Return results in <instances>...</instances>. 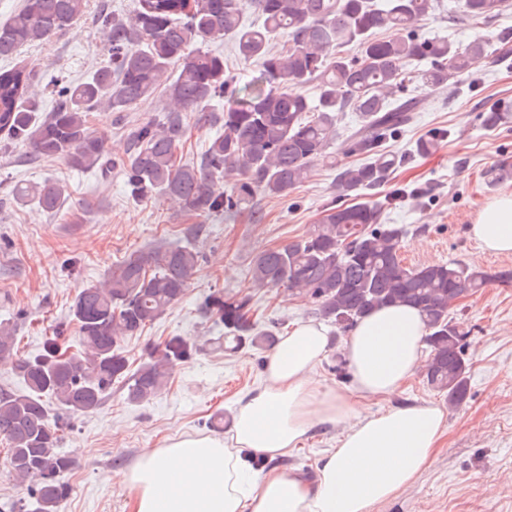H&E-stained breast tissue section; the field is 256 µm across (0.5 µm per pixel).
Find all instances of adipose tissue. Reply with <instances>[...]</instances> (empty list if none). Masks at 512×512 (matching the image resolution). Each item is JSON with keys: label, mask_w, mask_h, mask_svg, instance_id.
<instances>
[{"label": "adipose tissue", "mask_w": 512, "mask_h": 512, "mask_svg": "<svg viewBox=\"0 0 512 512\" xmlns=\"http://www.w3.org/2000/svg\"><path fill=\"white\" fill-rule=\"evenodd\" d=\"M469 233L485 252L512 256V192L486 203ZM424 336L418 309L375 310L349 330L350 380L334 386L317 373L326 327L296 324L239 401L229 437L181 434L120 472L132 512H377L426 469L446 428L444 410L426 401L368 410L402 392L424 361ZM320 428L341 436L320 458L316 482L275 467ZM256 454L269 468H251Z\"/></svg>", "instance_id": "1"}]
</instances>
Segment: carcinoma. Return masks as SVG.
<instances>
[{"label":"carcinoma","instance_id":"cac0c4a2","mask_svg":"<svg viewBox=\"0 0 512 512\" xmlns=\"http://www.w3.org/2000/svg\"><path fill=\"white\" fill-rule=\"evenodd\" d=\"M89 0H23L0 26V57L67 29L87 11ZM441 0H135L126 18H100L108 63L86 80L55 81L53 112L37 114L28 98L33 70H0V133L23 142L33 160L62 158L81 171L108 172L103 138L90 128V113L124 112L162 92L173 104L162 119L137 128L131 151L120 164L129 194L136 200L172 199L190 217L249 211L260 216L255 199L288 193L313 176L312 163L328 157L336 125L347 112L359 122L349 130L347 151L363 157L339 169L336 192L354 199L329 209L304 238L255 254L249 267L254 288H280L311 302L314 314L344 330L375 308L409 303L427 326L428 387L465 403L469 364L466 332L450 317L453 302L488 285L512 281L511 271H490L462 263L403 264L407 231L379 224L377 207L357 197L374 190L404 164L382 149L412 122L420 100L404 94L410 84L430 90L459 91L458 78L475 77L490 56L512 57V29L496 39L475 37L464 45L428 38L416 24L439 9ZM509 0H458L448 19L474 28L504 14ZM262 19L244 23L246 9ZM388 26L390 40L375 37ZM286 38L280 49L271 41ZM234 39L237 54L261 60L260 75L240 89L224 56L202 44ZM413 61L425 62L409 70ZM315 84V100L297 88ZM237 104L224 110V133L210 139L198 161L178 156L187 136L186 113L203 112L227 92ZM488 129L508 127L512 113L491 107L480 113ZM445 133L432 130L416 142V154L436 151ZM66 186L45 180L20 184L16 201L58 211ZM200 255L191 245L161 244L132 253L112 269L105 283L81 289L71 305L78 326L75 351L50 339L34 358L18 356L16 329L0 322V360L14 363L21 391L0 389V436L8 463L19 480L35 479L31 499L18 512H62L69 488L62 475L71 459L58 452V428L48 403L72 413H89L118 382L131 403L157 396L167 385L166 367L192 358L196 346L171 336L132 370L121 342L179 302L198 271ZM205 312L219 315L224 342L237 350L248 344L272 348L275 329L253 318L251 299H214Z\"/></svg>","mask_w":512,"mask_h":512}]
</instances>
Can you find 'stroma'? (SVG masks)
Instances as JSON below:
<instances>
[{
    "label": "stroma",
    "instance_id": "35a3bbf8",
    "mask_svg": "<svg viewBox=\"0 0 512 512\" xmlns=\"http://www.w3.org/2000/svg\"><path fill=\"white\" fill-rule=\"evenodd\" d=\"M134 0H89L87 13L68 29L0 59V69L27 65L34 70L29 92L40 112L53 109L49 79L85 80L108 59L96 19L99 14L128 17ZM473 91L448 96L410 86L420 100L415 122L385 150L407 153L429 130L451 136L431 156L415 158L365 199L378 207V221L407 230L402 249L406 266L457 261L487 270L512 271V257L484 252L467 233L478 211L512 181L488 183L494 166L512 167V127L489 130L479 114L497 101L512 102V59H487L479 67ZM234 97L214 102L206 112L187 115L189 137L183 159L196 158L206 141L222 130L220 117ZM165 99L155 95L126 112L91 113L90 125L105 141L114 167L110 174L81 173L60 158L32 162L26 145L0 138V320L16 328L19 353L31 357L54 338L69 344L77 336L70 305L80 288L102 280L129 253L149 249L159 240L196 246L198 272L183 299L123 351L140 365L164 340H195V357L173 367L167 390L153 400L133 404L121 385H113L94 412L72 414L53 408L62 437L61 453L72 461L65 473L69 495L62 512H130L118 473L144 452L181 433L229 434L237 401L259 384L266 351L244 347L232 352L209 346L222 325L203 313L210 297L250 295L262 325L286 334L311 319V305L283 290L250 291L248 269L253 256L304 236L325 211L339 205L337 169L357 163L341 142L331 147L334 161H316L311 181L283 198H264V218L219 212L206 217L203 235L189 233L192 218L161 199H131L119 163L139 125L162 118ZM54 179L64 182V208L48 213L19 204L18 183ZM420 187L419 199L406 190ZM467 329L469 397L452 409L445 394L429 388L416 372L398 402L430 401L446 410L447 430L430 464L418 479L378 512H512V282L494 283L451 310ZM336 433L320 430L298 448L277 459V467L315 478L320 455L335 447Z\"/></svg>",
    "mask_w": 512,
    "mask_h": 512
}]
</instances>
